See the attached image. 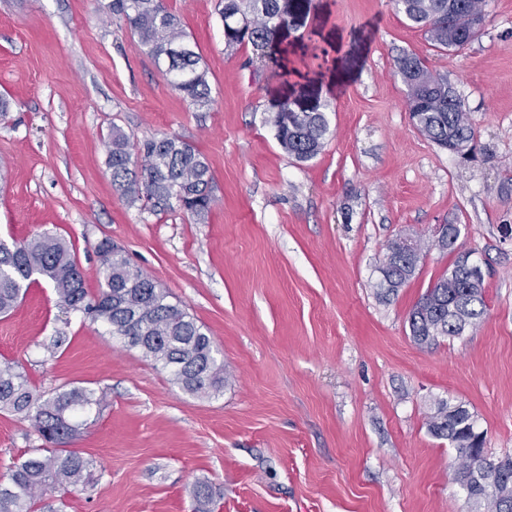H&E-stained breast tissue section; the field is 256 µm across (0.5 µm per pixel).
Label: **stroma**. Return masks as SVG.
<instances>
[{
	"label": "stroma",
	"mask_w": 512,
	"mask_h": 512,
	"mask_svg": "<svg viewBox=\"0 0 512 512\" xmlns=\"http://www.w3.org/2000/svg\"><path fill=\"white\" fill-rule=\"evenodd\" d=\"M112 0H0V238L67 240L89 293L105 238L207 330L224 390L185 393L167 371L31 285L0 316V363L37 392L105 394L68 450L93 485L37 502L64 512H471L456 451L427 428L439 401L473 413L493 457L512 456V0H486L464 49L433 47L394 0H310L307 23L266 52L224 44L220 0H165L207 69L212 102L184 101L113 16ZM414 54L447 77L475 131L467 157L424 136L396 65ZM319 107L321 152L276 139L283 101ZM132 142L174 135L206 159L205 221L130 205L112 184V127ZM460 228L454 251L422 252L382 299L389 243ZM484 272L476 330L426 347L413 305L456 253ZM65 343L48 350L51 336ZM40 440L0 413V478Z\"/></svg>",
	"instance_id": "35a3bbf8"
}]
</instances>
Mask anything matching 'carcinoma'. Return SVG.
I'll list each match as a JSON object with an SVG mask.
<instances>
[{
	"label": "carcinoma",
	"instance_id": "1",
	"mask_svg": "<svg viewBox=\"0 0 512 512\" xmlns=\"http://www.w3.org/2000/svg\"><path fill=\"white\" fill-rule=\"evenodd\" d=\"M412 23L425 29L432 46L462 48L475 36L467 15L482 10L485 0H396ZM307 2L289 7L286 0H224L221 11L228 46L249 41L257 47L275 42L282 31L303 23ZM112 14L123 19L147 49L158 69L190 105H210L207 72L201 55L187 40L164 0H112ZM398 72L411 76L407 101L414 124L438 145L456 153L471 149L475 132L468 113L448 80L431 73L423 61L407 54L397 61ZM280 146L299 161L316 157L328 124L319 108L294 107L283 102L272 119ZM132 161L130 135L112 127L107 144V166L112 184L126 199L154 212L179 207L201 220L213 203L212 173L205 158L177 136L149 138ZM97 254L104 286L91 296L71 245L63 238L38 234L22 242L0 239V315L11 312L30 284L52 285L63 308L93 323L142 357L167 370L171 381L196 396H211L224 388V359L211 337L168 293L131 264L124 251L109 240ZM389 264L377 288L395 294L415 274L420 256L404 254L398 241L388 245ZM483 279L455 260L420 297L408 317L410 335L420 345H434L442 337L455 338L477 327L484 313ZM104 396L87 387H72L46 397L32 389L15 364H0V412L33 422L43 447L33 448L7 465L8 482H0V512H35L37 499L56 490L86 485L92 479L91 461L63 446L79 430L77 416L103 402ZM428 429L452 446L458 458L455 482L465 491L475 512H512V478L499 480L475 466L473 449L482 446L476 420L461 404H438ZM190 495L200 512L212 498L210 486L198 481Z\"/></svg>",
	"mask_w": 512,
	"mask_h": 512
}]
</instances>
